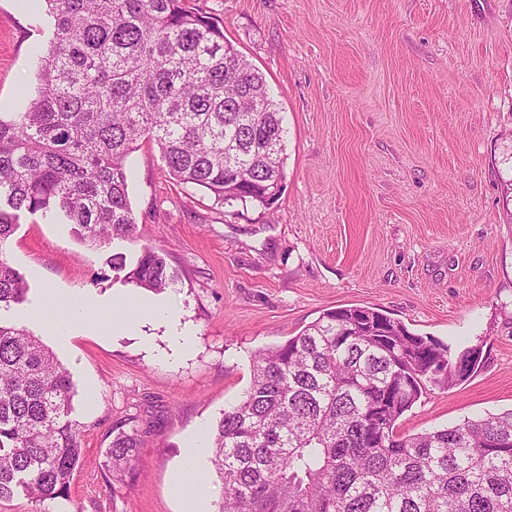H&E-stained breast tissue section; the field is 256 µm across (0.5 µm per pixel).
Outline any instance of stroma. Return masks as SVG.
Segmentation results:
<instances>
[{"instance_id": "obj_1", "label": "stroma", "mask_w": 512, "mask_h": 512, "mask_svg": "<svg viewBox=\"0 0 512 512\" xmlns=\"http://www.w3.org/2000/svg\"><path fill=\"white\" fill-rule=\"evenodd\" d=\"M224 25L261 71L286 130V178L271 206L223 205L169 178L157 146L126 160L140 244L79 242L51 216L21 213L8 252L29 285L0 320L41 336L77 393L82 461L50 512H180L170 476L191 437L250 382L251 358L329 309L366 306L483 360L432 385L399 420L413 434L512 408V0H188ZM43 0H0V112L37 88ZM178 282L154 293L110 263L140 245ZM135 309L131 332L97 325L64 344L45 291ZM171 305L169 325L139 316ZM186 332L189 351L175 335ZM140 428L135 469L109 477L119 427Z\"/></svg>"}]
</instances>
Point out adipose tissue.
Instances as JSON below:
<instances>
[{
	"label": "adipose tissue",
	"mask_w": 512,
	"mask_h": 512,
	"mask_svg": "<svg viewBox=\"0 0 512 512\" xmlns=\"http://www.w3.org/2000/svg\"><path fill=\"white\" fill-rule=\"evenodd\" d=\"M47 300L64 313L63 319L51 326L53 335L63 343L68 342L92 318H105L107 328L115 332L125 330L132 319L128 305L122 302L102 305L77 293L55 288L49 291ZM207 452L205 435L197 434L189 442L181 466L171 478V486L181 503V512H205L207 502L214 495L212 486L202 482L199 477L200 462Z\"/></svg>",
	"instance_id": "obj_1"
}]
</instances>
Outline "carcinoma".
I'll use <instances>...</instances> for the list:
<instances>
[{
  "instance_id": "cac0c4a2",
  "label": "carcinoma",
  "mask_w": 512,
  "mask_h": 512,
  "mask_svg": "<svg viewBox=\"0 0 512 512\" xmlns=\"http://www.w3.org/2000/svg\"><path fill=\"white\" fill-rule=\"evenodd\" d=\"M39 86L0 113V310L28 284L7 258L18 213H51L91 246L136 242L125 162L158 147L173 180L215 200L268 206L285 180L284 129L265 77L186 0H44ZM178 274L141 248L129 282ZM481 354L411 332L374 309L324 311L257 352L238 402L209 431L215 512H512V409L415 434L399 419L428 385L460 382ZM72 376L40 337L0 321V504L70 497L82 448ZM139 430L104 466L123 480Z\"/></svg>"
}]
</instances>
